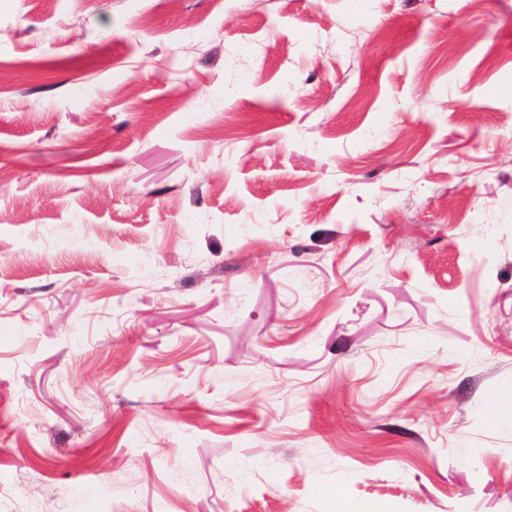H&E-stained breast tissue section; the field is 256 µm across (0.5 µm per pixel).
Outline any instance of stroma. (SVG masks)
I'll return each mask as SVG.
<instances>
[{"label": "stroma", "mask_w": 512, "mask_h": 512, "mask_svg": "<svg viewBox=\"0 0 512 512\" xmlns=\"http://www.w3.org/2000/svg\"><path fill=\"white\" fill-rule=\"evenodd\" d=\"M512 512V0H0V512Z\"/></svg>", "instance_id": "stroma-1"}]
</instances>
